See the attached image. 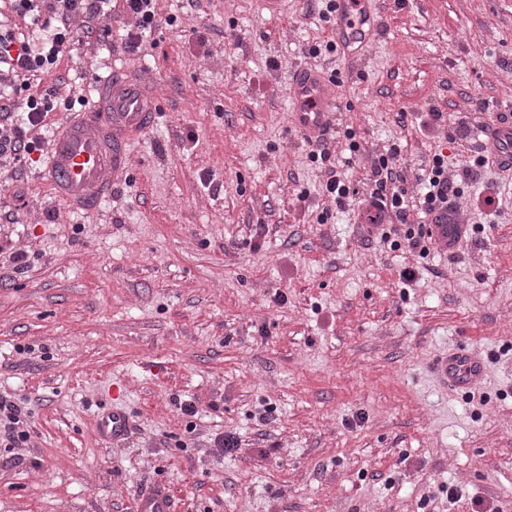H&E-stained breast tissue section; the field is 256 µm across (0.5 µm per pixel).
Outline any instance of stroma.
I'll return each mask as SVG.
<instances>
[{
    "label": "stroma",
    "instance_id": "35a3bbf8",
    "mask_svg": "<svg viewBox=\"0 0 512 512\" xmlns=\"http://www.w3.org/2000/svg\"><path fill=\"white\" fill-rule=\"evenodd\" d=\"M157 6L175 22L142 55L116 18L111 49L76 37L44 80L56 126L113 65L156 91L127 180L75 210L46 153L0 159V257H27L0 266V395L31 412L28 446L0 447V512H140L159 489L174 512H512V171L485 175L500 211L483 233L423 257L359 202L337 210L290 121L291 75L313 66L337 78L336 170L359 194L395 144L409 193L435 154L460 173L512 113V0H377L367 44L318 57L335 24L307 0ZM459 347L484 363V403L433 373ZM109 409L132 427L103 443Z\"/></svg>",
    "mask_w": 512,
    "mask_h": 512
}]
</instances>
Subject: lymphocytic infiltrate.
<instances>
[{
  "label": "lymphocytic infiltrate",
  "mask_w": 512,
  "mask_h": 512,
  "mask_svg": "<svg viewBox=\"0 0 512 512\" xmlns=\"http://www.w3.org/2000/svg\"><path fill=\"white\" fill-rule=\"evenodd\" d=\"M10 3L13 13L29 18L32 32L28 35L19 32L7 16L0 14V158H11L22 169L41 147L39 140L30 138L29 133L43 128L47 112L54 109L56 95L52 87L33 90L31 82L58 70L77 34L108 41L112 35V17L130 15L134 25L125 30L121 42L126 53L136 54L147 33L163 24L173 25L174 20L159 18L156 0H10ZM399 154V147H390L375 163V187L369 194L366 215L370 224L382 229L384 224H392V231L383 229L381 235L391 249L405 245L425 255L429 252L425 239L430 230L424 222L408 219L407 191L395 168ZM335 156V138L323 139L309 147L310 161L321 165L326 173L322 184L324 194L342 209L355 191L338 175ZM488 162V156L478 155L472 165L452 177L448 174L447 156L434 155L421 182L423 213L452 206L472 187L482 192L485 207H494L495 195L481 182V170ZM30 416L25 404L0 396V445L24 447L30 439Z\"/></svg>",
  "instance_id": "f902f5d3"
}]
</instances>
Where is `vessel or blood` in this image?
I'll list each match as a JSON object with an SVG mask.
<instances>
[{"mask_svg": "<svg viewBox=\"0 0 512 512\" xmlns=\"http://www.w3.org/2000/svg\"><path fill=\"white\" fill-rule=\"evenodd\" d=\"M375 0H359L360 14L351 18L350 0H336L335 39L342 48L365 42L362 26L374 21ZM98 100L84 115L67 123L54 137L48 156V173L60 197L75 208L92 209L107 197L130 169L128 147L132 140L153 126L156 103L127 66L113 67L98 80ZM294 100L291 121L300 135L316 142L329 132L333 121L336 82L325 73L304 67L290 80ZM492 155L512 165V125L498 123L488 130ZM462 227L440 213L433 227L436 240L445 248L455 246ZM435 371L445 383L466 389L483 374L482 363L460 349L438 358ZM130 420L124 413L103 412L97 432L106 441L128 434Z\"/></svg>", "mask_w": 512, "mask_h": 512, "instance_id": "vessel-or-blood-1", "label": "vessel or blood"}]
</instances>
